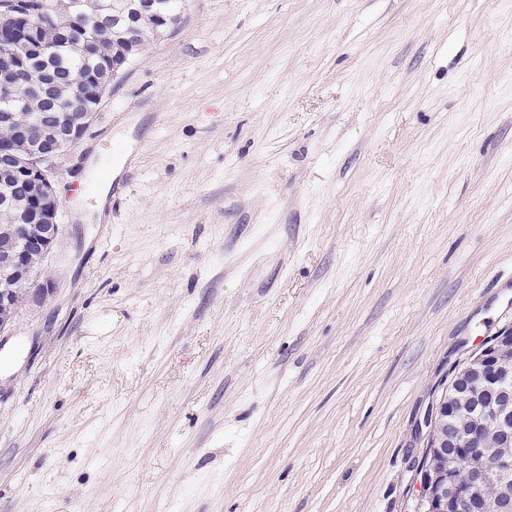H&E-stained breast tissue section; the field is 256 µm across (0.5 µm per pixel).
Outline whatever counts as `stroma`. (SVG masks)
I'll return each mask as SVG.
<instances>
[{"instance_id": "1", "label": "stroma", "mask_w": 512, "mask_h": 512, "mask_svg": "<svg viewBox=\"0 0 512 512\" xmlns=\"http://www.w3.org/2000/svg\"><path fill=\"white\" fill-rule=\"evenodd\" d=\"M55 180L0 512H413L512 328V0H183Z\"/></svg>"}]
</instances>
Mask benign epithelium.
Segmentation results:
<instances>
[{"mask_svg": "<svg viewBox=\"0 0 512 512\" xmlns=\"http://www.w3.org/2000/svg\"><path fill=\"white\" fill-rule=\"evenodd\" d=\"M17 2L5 0L0 4V35L10 37V51L0 56V72L12 76L0 81V99L15 96L17 83L15 62L41 49L42 19L49 16L63 20L59 27L75 26L79 37L85 40L104 38L109 32L100 22L97 28L75 24L76 13L69 0H46L42 10L31 14L27 26L18 30L14 25ZM98 107L86 103L76 117H63L49 129L27 120L20 112H0V129H10V135L0 138V158L7 162L4 172L22 176L30 183V224H4L0 232L8 235V251L0 262V333L9 329L19 311L27 304H41L53 295L56 283L43 272L56 245L60 203L54 179V164L58 157L76 148L87 133ZM448 443L460 457L469 455V449L479 443L477 431L457 430L448 434ZM488 479V472L480 466L468 467L448 474L441 473L432 483L422 482L419 502L434 506L444 484L460 485L463 495L454 502L458 512H470L478 502L476 492Z\"/></svg>", "mask_w": 512, "mask_h": 512, "instance_id": "7a95c632", "label": "benign epithelium"}]
</instances>
